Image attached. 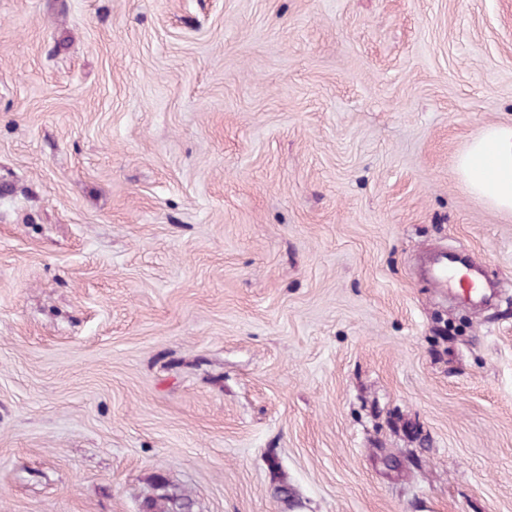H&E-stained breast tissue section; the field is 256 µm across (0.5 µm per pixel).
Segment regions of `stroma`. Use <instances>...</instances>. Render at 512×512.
Returning a JSON list of instances; mask_svg holds the SVG:
<instances>
[{
  "label": "stroma",
  "instance_id": "stroma-1",
  "mask_svg": "<svg viewBox=\"0 0 512 512\" xmlns=\"http://www.w3.org/2000/svg\"><path fill=\"white\" fill-rule=\"evenodd\" d=\"M511 120L512 0H0V512H512ZM456 170L472 194L512 212V122L484 127L457 157ZM431 278L436 288H469L468 293L470 295H477L481 290L479 282L470 273L466 277L461 276L456 268L448 264L447 255L443 257L439 265L433 270ZM156 493L146 497L141 512H195V501L185 490L171 484L161 473L154 476Z\"/></svg>",
  "mask_w": 512,
  "mask_h": 512
}]
</instances>
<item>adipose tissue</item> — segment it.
Masks as SVG:
<instances>
[{
	"label": "adipose tissue",
	"instance_id": "obj_1",
	"mask_svg": "<svg viewBox=\"0 0 512 512\" xmlns=\"http://www.w3.org/2000/svg\"><path fill=\"white\" fill-rule=\"evenodd\" d=\"M456 170L472 194L512 212V122L484 127L459 154Z\"/></svg>",
	"mask_w": 512,
	"mask_h": 512
}]
</instances>
